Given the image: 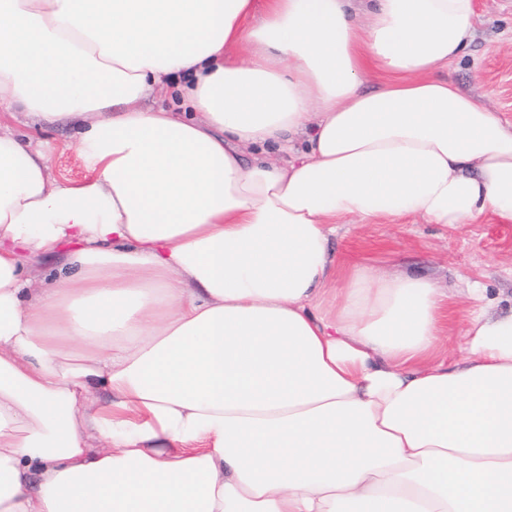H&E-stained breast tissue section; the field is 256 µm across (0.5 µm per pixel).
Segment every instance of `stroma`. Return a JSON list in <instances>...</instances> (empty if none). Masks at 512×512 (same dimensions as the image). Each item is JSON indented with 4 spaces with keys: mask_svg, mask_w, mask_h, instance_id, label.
<instances>
[{
    "mask_svg": "<svg viewBox=\"0 0 512 512\" xmlns=\"http://www.w3.org/2000/svg\"><path fill=\"white\" fill-rule=\"evenodd\" d=\"M473 39L464 55L442 75L512 120V0H476ZM0 130L31 144L50 142L53 175L77 183L84 179L73 131L44 129L0 115ZM336 269L327 290L340 287L349 269L367 265L402 273H423L447 289L451 317L441 352L460 355V335L470 303L466 289L476 282L489 311L512 307V224L486 217L463 227L421 224L409 219L383 224H342L330 242Z\"/></svg>",
    "mask_w": 512,
    "mask_h": 512,
    "instance_id": "35a3bbf8",
    "label": "stroma"
}]
</instances>
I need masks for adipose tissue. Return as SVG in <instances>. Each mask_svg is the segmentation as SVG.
Listing matches in <instances>:
<instances>
[{
  "mask_svg": "<svg viewBox=\"0 0 512 512\" xmlns=\"http://www.w3.org/2000/svg\"><path fill=\"white\" fill-rule=\"evenodd\" d=\"M476 0H0V512H512V310L342 224H512ZM243 58H230L233 47ZM46 267L33 282L24 257ZM0 129L3 132L20 135L33 146L41 142H50L53 148L49 153V167L52 174L64 176L74 183L84 179L86 172L77 159L72 129L67 127L37 128L25 125L3 114L0 115Z\"/></svg>",
  "mask_w": 512,
  "mask_h": 512,
  "instance_id": "ef3b65f1",
  "label": "adipose tissue"
}]
</instances>
